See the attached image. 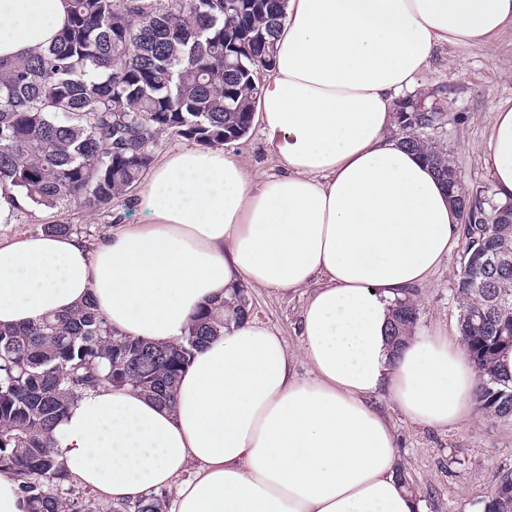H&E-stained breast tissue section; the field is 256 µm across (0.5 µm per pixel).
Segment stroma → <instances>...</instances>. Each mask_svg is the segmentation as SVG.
I'll use <instances>...</instances> for the list:
<instances>
[{
    "instance_id": "35a3bbf8",
    "label": "stroma",
    "mask_w": 512,
    "mask_h": 512,
    "mask_svg": "<svg viewBox=\"0 0 512 512\" xmlns=\"http://www.w3.org/2000/svg\"><path fill=\"white\" fill-rule=\"evenodd\" d=\"M406 99L443 112L440 124L426 130V139L448 152L466 194L496 202L494 182L483 155L493 105L512 100V29L481 46L448 44L437 48L418 87ZM224 151L243 159L253 172L269 177L282 171L279 159L267 150L260 125H252L246 136L225 144ZM133 199L130 193L115 199L111 215L74 212L70 221L95 237L123 224L139 223L141 215ZM464 250V238H456L429 280L411 290L410 297L418 308L417 330L451 338L458 334L461 306L456 282ZM247 295L253 320L274 327L289 352L298 355L307 289L279 293L251 287ZM376 402L397 435V468L426 512H485L500 477L512 473V422H500L479 412L460 426L427 427L412 422L386 396H378Z\"/></svg>"
}]
</instances>
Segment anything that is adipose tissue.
<instances>
[{
    "instance_id": "adipose-tissue-1",
    "label": "adipose tissue",
    "mask_w": 512,
    "mask_h": 512,
    "mask_svg": "<svg viewBox=\"0 0 512 512\" xmlns=\"http://www.w3.org/2000/svg\"><path fill=\"white\" fill-rule=\"evenodd\" d=\"M68 0H0V59L49 46ZM512 29V0H288L258 115L278 177L223 149L179 147L152 169L145 221L96 241L0 238V326L92 298L113 331L180 342L195 312L246 283L310 294L299 377L275 329L244 319L198 349L173 405L99 387L54 431L74 483L115 502L171 493L170 512H420L372 404L412 421L473 417L462 344L418 335L393 351L396 302L459 233L445 185L391 130L434 50ZM484 163L512 199V101L494 105Z\"/></svg>"
}]
</instances>
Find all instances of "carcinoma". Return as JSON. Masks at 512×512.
I'll use <instances>...</instances> for the list:
<instances>
[{
    "label": "carcinoma",
    "mask_w": 512,
    "mask_h": 512,
    "mask_svg": "<svg viewBox=\"0 0 512 512\" xmlns=\"http://www.w3.org/2000/svg\"><path fill=\"white\" fill-rule=\"evenodd\" d=\"M284 0H71L70 20L50 46L18 61L0 59V183L9 181L49 210H108L140 185L161 140L176 135L224 145L251 129L257 76L273 66ZM439 112L398 108L402 144L424 155L453 194L461 176L421 131ZM457 279L459 332L479 374L476 401L490 418L512 422V200L468 203ZM47 235L78 228L52 220ZM250 311L246 291L200 308L176 344L117 336L93 301L29 327H0V469L13 471L30 512H166L165 493L131 506L101 507L71 480L53 431L85 392L128 383L164 404L194 351ZM415 302H398L389 337L414 332ZM485 512H512V474Z\"/></svg>",
    "instance_id": "obj_1"
}]
</instances>
